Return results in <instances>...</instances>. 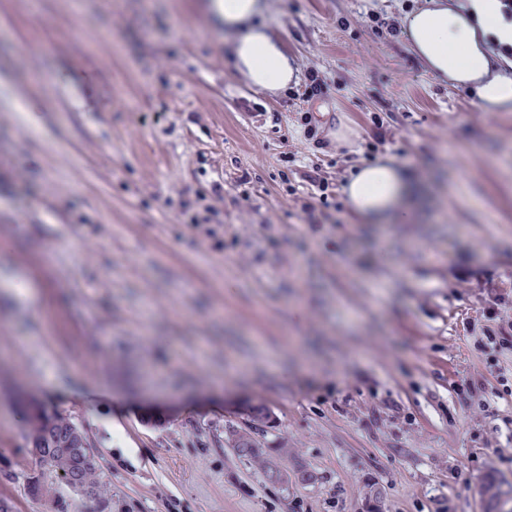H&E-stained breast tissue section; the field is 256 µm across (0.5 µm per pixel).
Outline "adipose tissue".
<instances>
[{
	"label": "adipose tissue",
	"mask_w": 512,
	"mask_h": 512,
	"mask_svg": "<svg viewBox=\"0 0 512 512\" xmlns=\"http://www.w3.org/2000/svg\"><path fill=\"white\" fill-rule=\"evenodd\" d=\"M223 20L234 65L253 89L276 92L298 80V66L264 22L267 0H205ZM425 69L465 88L487 112L512 111V20L501 0H422L402 17ZM343 194L363 224H404L420 189L394 161H368L348 177Z\"/></svg>",
	"instance_id": "adipose-tissue-1"
}]
</instances>
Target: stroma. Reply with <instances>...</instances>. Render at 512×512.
Masks as SVG:
<instances>
[{"mask_svg": "<svg viewBox=\"0 0 512 512\" xmlns=\"http://www.w3.org/2000/svg\"><path fill=\"white\" fill-rule=\"evenodd\" d=\"M415 5L270 0L301 72L270 94L200 0H0L17 512H488L484 486L512 488V348L491 342L512 329V112L424 69ZM386 158L423 203L380 229L342 184ZM33 404L81 429L99 501L34 462Z\"/></svg>", "mask_w": 512, "mask_h": 512, "instance_id": "obj_1", "label": "stroma"}]
</instances>
